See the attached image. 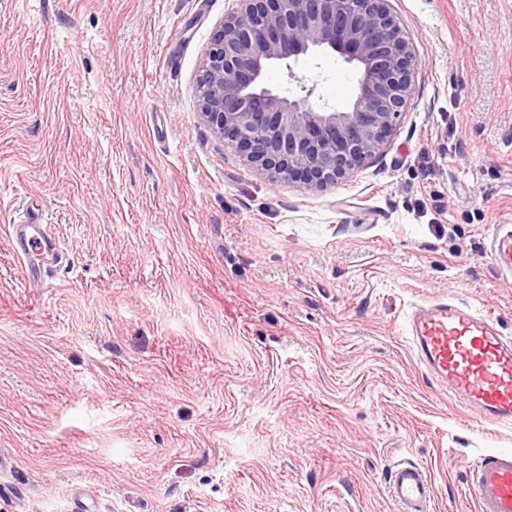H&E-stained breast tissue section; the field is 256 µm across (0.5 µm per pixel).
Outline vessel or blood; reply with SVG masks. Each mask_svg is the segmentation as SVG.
<instances>
[{
    "instance_id": "obj_1",
    "label": "vessel or blood",
    "mask_w": 512,
    "mask_h": 512,
    "mask_svg": "<svg viewBox=\"0 0 512 512\" xmlns=\"http://www.w3.org/2000/svg\"><path fill=\"white\" fill-rule=\"evenodd\" d=\"M50 225L29 219L14 227L18 256L45 270L60 264ZM489 252L497 269L512 275V225L499 224ZM412 350L429 378L447 389L456 408L474 411L482 425L512 427V336L497 318L455 296L417 306L407 321ZM396 512H431L434 481L422 466L401 462L389 471ZM466 495L477 512H512V449L484 451L468 468Z\"/></svg>"
}]
</instances>
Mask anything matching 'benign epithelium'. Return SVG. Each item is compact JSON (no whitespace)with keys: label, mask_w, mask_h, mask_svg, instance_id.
Wrapping results in <instances>:
<instances>
[{"label":"benign epithelium","mask_w":512,"mask_h":512,"mask_svg":"<svg viewBox=\"0 0 512 512\" xmlns=\"http://www.w3.org/2000/svg\"><path fill=\"white\" fill-rule=\"evenodd\" d=\"M329 49L353 65L358 92L347 111L311 100L315 86L282 96L263 85L268 66ZM199 111L247 162L323 187L378 153L412 94L413 54L387 0H238L206 48Z\"/></svg>","instance_id":"benign-epithelium-1"}]
</instances>
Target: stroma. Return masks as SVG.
<instances>
[{
  "instance_id": "1",
  "label": "stroma",
  "mask_w": 512,
  "mask_h": 512,
  "mask_svg": "<svg viewBox=\"0 0 512 512\" xmlns=\"http://www.w3.org/2000/svg\"><path fill=\"white\" fill-rule=\"evenodd\" d=\"M416 60L387 143L322 188L273 179L201 119L236 0H0V512H476L461 425L403 333L454 293L512 335V0H389ZM345 111L356 69L302 57ZM165 136H158L157 128ZM45 215L65 262L14 253ZM489 252L497 269L512 275V225L497 224L491 236ZM389 493L396 512H431L435 501L431 474L415 463L401 462L389 470Z\"/></svg>"
}]
</instances>
